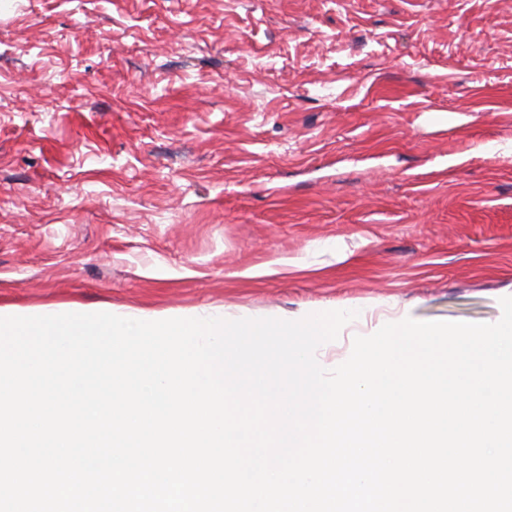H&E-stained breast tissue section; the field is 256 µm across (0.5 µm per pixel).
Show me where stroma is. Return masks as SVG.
I'll use <instances>...</instances> for the list:
<instances>
[{
    "label": "stroma",
    "instance_id": "1",
    "mask_svg": "<svg viewBox=\"0 0 512 512\" xmlns=\"http://www.w3.org/2000/svg\"><path fill=\"white\" fill-rule=\"evenodd\" d=\"M512 0H0V306L487 323Z\"/></svg>",
    "mask_w": 512,
    "mask_h": 512
}]
</instances>
